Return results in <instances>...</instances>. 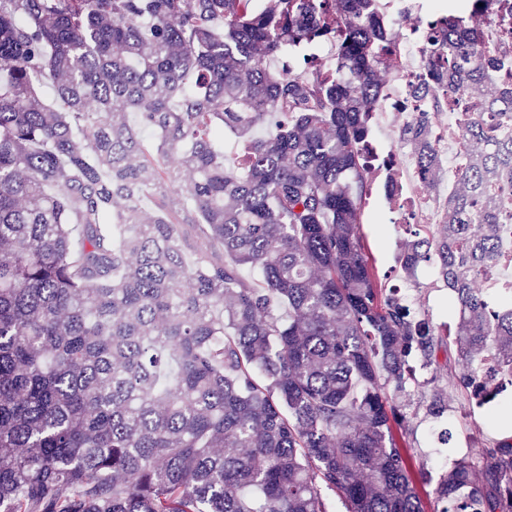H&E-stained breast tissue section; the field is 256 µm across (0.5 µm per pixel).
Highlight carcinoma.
<instances>
[{"label":"carcinoma","mask_w":512,"mask_h":512,"mask_svg":"<svg viewBox=\"0 0 512 512\" xmlns=\"http://www.w3.org/2000/svg\"><path fill=\"white\" fill-rule=\"evenodd\" d=\"M417 22L412 95L475 110L444 222L399 256L448 288L442 335L378 287L359 229L380 0H0V512H330L326 490L346 512H512V281L474 263L496 251L512 112L480 108L512 102V32ZM323 43L333 65L295 71L285 49ZM435 123L402 132L430 189ZM450 348L502 439L451 458L430 509L403 398ZM493 151L499 155L500 161L492 172V179L499 187L495 206L499 212L501 223L512 225V207L507 202L512 200V134L504 135L492 144Z\"/></svg>","instance_id":"carcinoma-1"}]
</instances>
